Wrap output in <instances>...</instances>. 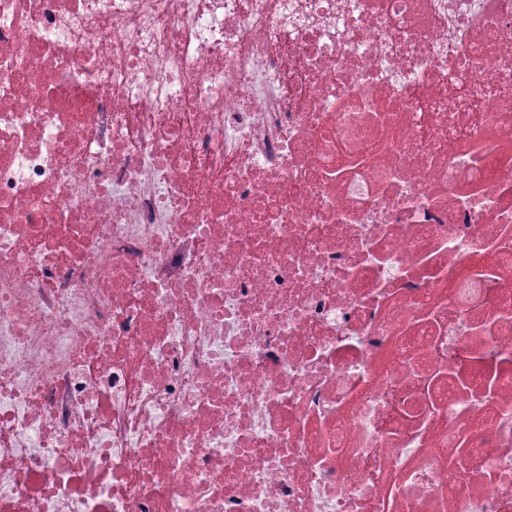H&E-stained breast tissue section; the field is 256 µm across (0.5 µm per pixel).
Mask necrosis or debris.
Masks as SVG:
<instances>
[{
  "mask_svg": "<svg viewBox=\"0 0 512 512\" xmlns=\"http://www.w3.org/2000/svg\"><path fill=\"white\" fill-rule=\"evenodd\" d=\"M0 512H512V0H0Z\"/></svg>",
  "mask_w": 512,
  "mask_h": 512,
  "instance_id": "obj_1",
  "label": "necrosis or debris"
}]
</instances>
